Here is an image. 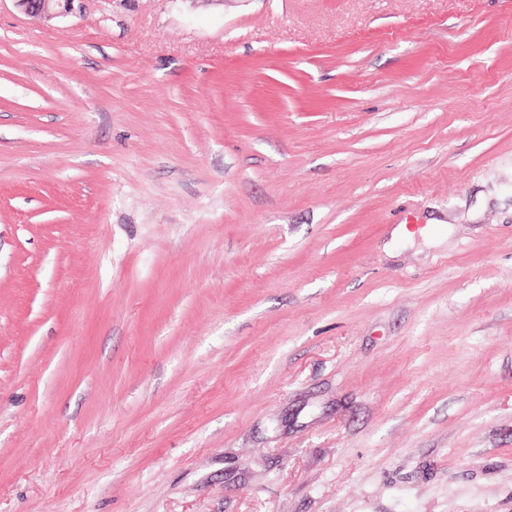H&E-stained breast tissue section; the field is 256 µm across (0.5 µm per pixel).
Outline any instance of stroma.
I'll use <instances>...</instances> for the list:
<instances>
[{"instance_id":"1","label":"stroma","mask_w":512,"mask_h":512,"mask_svg":"<svg viewBox=\"0 0 512 512\" xmlns=\"http://www.w3.org/2000/svg\"><path fill=\"white\" fill-rule=\"evenodd\" d=\"M0 512H512V0H0ZM26 13L46 17L66 16L73 10L74 0H14Z\"/></svg>"}]
</instances>
